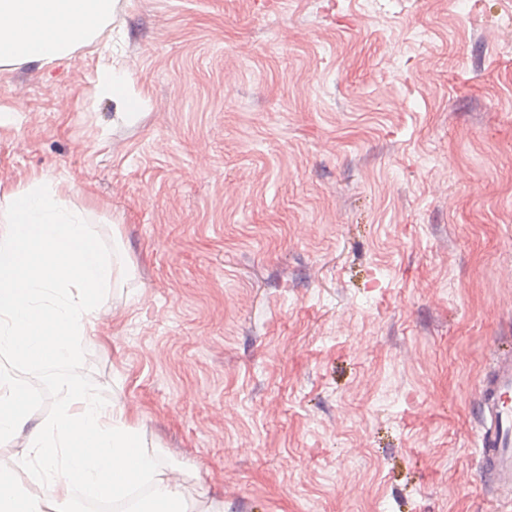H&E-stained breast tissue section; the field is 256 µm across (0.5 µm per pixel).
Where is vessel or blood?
<instances>
[{"mask_svg": "<svg viewBox=\"0 0 512 512\" xmlns=\"http://www.w3.org/2000/svg\"><path fill=\"white\" fill-rule=\"evenodd\" d=\"M479 468L497 499L512 502V350H496L480 383Z\"/></svg>", "mask_w": 512, "mask_h": 512, "instance_id": "1", "label": "vessel or blood"}]
</instances>
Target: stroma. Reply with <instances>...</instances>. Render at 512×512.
I'll return each instance as SVG.
<instances>
[{
	"label": "stroma",
	"mask_w": 512,
	"mask_h": 512,
	"mask_svg": "<svg viewBox=\"0 0 512 512\" xmlns=\"http://www.w3.org/2000/svg\"><path fill=\"white\" fill-rule=\"evenodd\" d=\"M512 0H120L99 57L0 78V186L46 171L126 270L78 373L224 512H512L479 384L512 344ZM100 61L97 90L120 104L134 94L133 85L114 71L112 60L108 61L104 50L100 52Z\"/></svg>",
	"instance_id": "stroma-1"
}]
</instances>
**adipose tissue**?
<instances>
[{"instance_id": "obj_1", "label": "adipose tissue", "mask_w": 512, "mask_h": 512, "mask_svg": "<svg viewBox=\"0 0 512 512\" xmlns=\"http://www.w3.org/2000/svg\"><path fill=\"white\" fill-rule=\"evenodd\" d=\"M118 0H0V74L55 65L93 46ZM74 182L32 172L0 193V353L26 365L75 364L118 270L92 209L73 204ZM55 412L35 420L24 384L0 375V446L22 444L41 482L24 485L0 464V512H69L75 490L121 501L148 486L149 507L131 512H223L186 508L180 485L142 448L132 414L102 401L74 377L54 383Z\"/></svg>"}]
</instances>
